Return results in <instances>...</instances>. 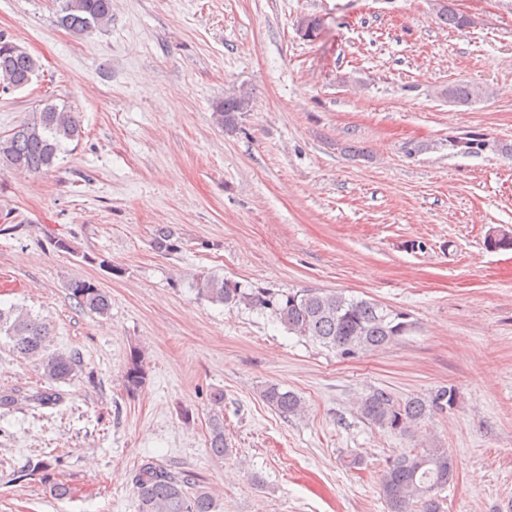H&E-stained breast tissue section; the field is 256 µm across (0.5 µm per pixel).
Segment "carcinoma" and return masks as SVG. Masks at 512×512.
Segmentation results:
<instances>
[{"mask_svg": "<svg viewBox=\"0 0 512 512\" xmlns=\"http://www.w3.org/2000/svg\"><path fill=\"white\" fill-rule=\"evenodd\" d=\"M439 20L451 28H463L470 20L456 11L451 0H442ZM112 22V0H59L57 23L74 36L81 37ZM41 65L24 47L0 34V91H16L38 77ZM449 101L469 104L479 98L478 88L455 83L442 90ZM250 96L245 91L224 98L214 109L217 123L234 124L236 114L247 111ZM82 135L76 113L51 101L32 112L8 135L0 137V165L14 171L45 173L51 171L65 145ZM484 138L467 134L448 140L449 147L462 154L484 151ZM154 246L160 252L177 250L174 233L161 226L155 230ZM199 298L214 304L244 305L259 311L269 310L291 334L333 349L342 357H353L399 341L413 323L409 314L383 307L366 299L347 298L335 291L306 289L288 293L254 288L247 292L237 283L215 275L195 279ZM71 298L79 307L99 316L108 314L109 296L88 280H73L68 285ZM0 335L6 336L12 352L19 358L38 361L44 377L65 382L75 374L76 357L50 350L51 327L28 310L11 306L0 308ZM146 370L141 352L133 350L125 372V386L134 393L144 384ZM265 402L286 417L302 410L300 398L291 391L269 385L261 393ZM213 408L208 448L212 456L224 457V391L209 394ZM454 391L437 390L428 400L394 399L383 391H374L356 402V410L369 423L407 434L426 415L453 405ZM28 402L40 408H52L61 402L55 388L39 389ZM455 461L445 448H424L395 457L380 477L379 489L388 512H440L435 491L453 481ZM138 512H216L213 497L199 488L190 473L176 474L168 468L145 461L133 477Z\"/></svg>", "mask_w": 512, "mask_h": 512, "instance_id": "1", "label": "carcinoma"}]
</instances>
